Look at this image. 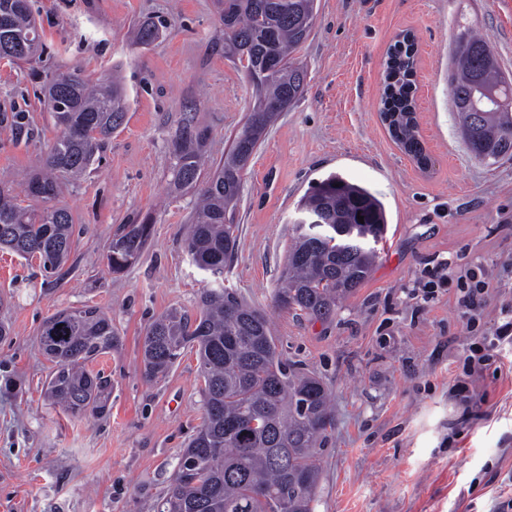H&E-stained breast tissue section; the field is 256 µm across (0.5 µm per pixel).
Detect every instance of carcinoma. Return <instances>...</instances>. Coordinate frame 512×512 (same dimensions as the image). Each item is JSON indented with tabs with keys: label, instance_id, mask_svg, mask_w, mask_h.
<instances>
[{
	"label": "carcinoma",
	"instance_id": "cac0c4a2",
	"mask_svg": "<svg viewBox=\"0 0 512 512\" xmlns=\"http://www.w3.org/2000/svg\"><path fill=\"white\" fill-rule=\"evenodd\" d=\"M224 22V57L257 82L242 126L229 137L224 158L214 163L197 195L185 238L195 266L218 278L237 246L235 224L247 161L276 117L303 94L306 67L296 54L309 39L316 0H217ZM0 52L21 48L16 60L41 54V34L28 0H0ZM414 36L390 45L379 112L391 139L425 169L430 157L419 138L413 80ZM458 125L469 149L488 164L512 157V111L492 106L512 96V79L500 72L493 50L464 29L455 39L448 78ZM42 93L60 135L24 189L28 204L0 184V248L34 256L56 272L73 249V214L55 200L61 187L97 160L127 114L125 87L116 79L98 85L80 70L47 77ZM206 135L187 118L173 136L171 184L193 188L201 178ZM326 212L359 226L371 243L336 235L309 238L295 225L274 292L281 310L326 321L341 302L365 284L386 240L383 203L366 187L340 174L315 182L298 210ZM364 216L359 222L357 215ZM150 224H122L108 238L104 258L120 274L141 258ZM62 328L55 329V326ZM41 342L53 371L47 396L73 416L109 412V385L85 364L121 343L112 318L97 306L63 309L42 325ZM196 351L203 379L204 417L183 449L159 512H314L322 473V443L332 427L330 393L315 376L300 375L277 352L266 314L217 286L205 288L196 317L171 310L155 318L142 343V375H167L186 350Z\"/></svg>",
	"mask_w": 512,
	"mask_h": 512
}]
</instances>
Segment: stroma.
<instances>
[{"label": "stroma", "mask_w": 512, "mask_h": 512, "mask_svg": "<svg viewBox=\"0 0 512 512\" xmlns=\"http://www.w3.org/2000/svg\"><path fill=\"white\" fill-rule=\"evenodd\" d=\"M43 54L0 60V182L22 190L57 137L40 86L84 69L121 78L130 105L93 170L56 200L75 219L59 273L0 249V512H157L178 458L203 420L199 362L185 351L145 381L142 342L169 309L195 314L207 275L185 251L195 194L173 190L172 138L184 116L218 160L250 103L224 56L215 0H30ZM147 22L161 37L137 38ZM473 29L512 76V0H318L300 55L302 98L255 153L238 204L237 250L224 288L263 310L282 359L333 395L315 512H491L512 500V348L466 377L473 340L453 293L424 298L425 267L482 263L512 284V158L468 150L448 87L454 39ZM414 33L416 113L431 157L422 169L378 112L389 46ZM336 172L384 203L387 241L370 279L327 322L275 309L272 295L299 199ZM150 222L140 261L108 273L103 249L122 224ZM95 305L121 344L89 363L112 384L108 414L74 417L51 404L52 364L39 336L58 310ZM469 379L477 398L452 387Z\"/></svg>", "instance_id": "1"}]
</instances>
